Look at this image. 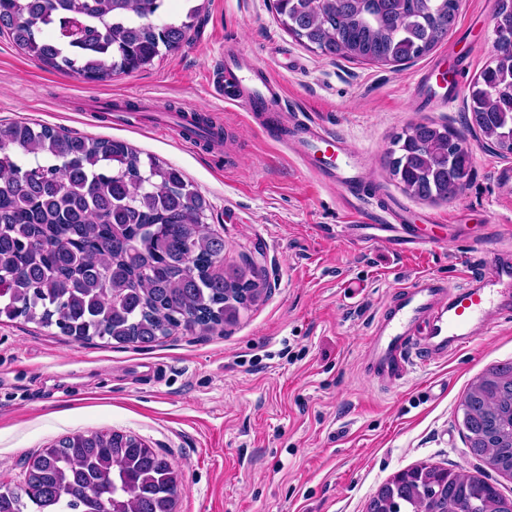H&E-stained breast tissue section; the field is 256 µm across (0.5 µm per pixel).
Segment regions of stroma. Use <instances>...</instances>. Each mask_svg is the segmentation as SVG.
Wrapping results in <instances>:
<instances>
[{
    "mask_svg": "<svg viewBox=\"0 0 512 512\" xmlns=\"http://www.w3.org/2000/svg\"><path fill=\"white\" fill-rule=\"evenodd\" d=\"M198 2L201 20L180 49L100 81L48 70L0 35V122L121 140L179 169L210 203L225 265L249 260L267 296L224 333L178 332L149 348L80 343L1 319L0 484L22 485L41 450L97 430L135 434L169 459L181 484L175 512H366L383 484L419 463L473 470L459 404L477 376L512 362V322L497 321L399 385L368 374L367 344L417 273L458 285L491 261L496 239L401 255L358 244L344 228L379 223L391 200L417 222L463 213L478 233L512 226V184L498 178L512 154L468 129L466 92L432 105L410 96L429 65L462 67L468 82L479 75L494 48V0H462L448 36L398 67L306 49L281 28L273 0ZM230 43L264 61L276 48L296 59V69L273 71L284 108L345 138L368 200L322 184L212 94L209 75ZM142 96L151 106L136 118L108 110L114 98ZM189 107L222 123L221 145L183 140L177 118ZM427 120L464 133L472 151L465 191L445 201L410 197L386 164L394 137Z\"/></svg>",
    "mask_w": 512,
    "mask_h": 512,
    "instance_id": "obj_1",
    "label": "stroma"
}]
</instances>
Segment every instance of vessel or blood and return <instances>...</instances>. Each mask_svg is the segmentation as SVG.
<instances>
[{
  "label": "vessel or blood",
  "instance_id": "b4317fda",
  "mask_svg": "<svg viewBox=\"0 0 512 512\" xmlns=\"http://www.w3.org/2000/svg\"><path fill=\"white\" fill-rule=\"evenodd\" d=\"M215 94L239 107L267 134L294 152L322 183L352 190L362 171L346 140L319 122L284 111L279 83L271 65L247 57L234 44L224 47V62L213 74ZM352 240L410 253L442 246L421 225L410 223L407 209L394 202L378 224H353ZM498 260L468 273L449 287L422 273L400 290L390 312L378 320L368 341V365L373 374L397 385L413 369L445 358L466 346L480 327L512 318V247L502 246Z\"/></svg>",
  "mask_w": 512,
  "mask_h": 512
}]
</instances>
